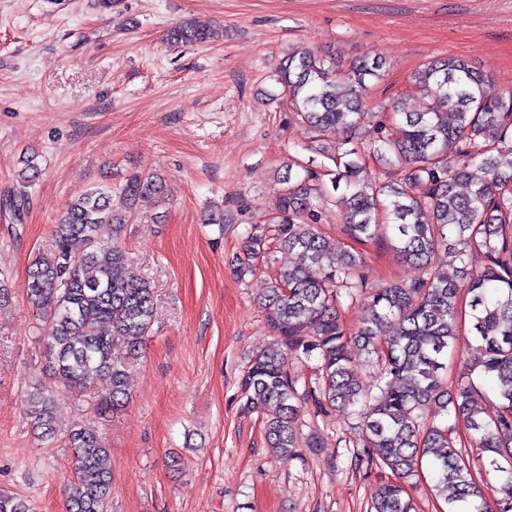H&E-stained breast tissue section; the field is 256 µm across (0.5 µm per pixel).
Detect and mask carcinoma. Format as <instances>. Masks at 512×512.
<instances>
[{
    "mask_svg": "<svg viewBox=\"0 0 512 512\" xmlns=\"http://www.w3.org/2000/svg\"><path fill=\"white\" fill-rule=\"evenodd\" d=\"M205 26L181 21L168 41L204 43ZM380 60L367 57L349 69L336 59L296 48L279 65L274 80L290 109L316 133L342 132L345 143L362 139L368 111L363 104L367 78L378 76ZM432 90L419 109L400 97L384 111L385 124L366 149L323 147L320 155L336 165L330 182L314 164L287 173L273 223L254 226L246 237L237 273L244 276L265 258L269 240L293 252L296 264L282 269L264 294L273 342L252 356L240 379L244 409L261 415L271 451L290 460L301 448L321 447L316 434L300 437L298 423L310 406L317 415L333 410L357 419L354 462L387 468L395 480L378 488L370 512H413L406 485L429 471L448 512H512V94L496 91L465 59L448 56L423 62L411 74ZM20 184L31 187L42 169L36 156H22ZM417 183L427 185L421 195ZM466 186V191L458 187ZM162 179L135 172L114 189L96 186L79 193L53 225L49 253L37 257L27 275L26 296L48 322L46 339L54 357L53 375L68 387L101 386L99 410L111 412L127 397L123 345L135 352L149 335L156 309L154 288L124 275L121 242L124 212L157 203ZM336 192L347 235L358 241L387 237L418 276L382 288L367 286L361 258L336 250L321 227L320 203ZM118 197L122 210L113 208ZM448 253V268L435 263ZM487 263L466 273L454 263L472 252ZM362 302L355 336L339 318L344 301ZM477 342V355L448 390V354L459 352L462 321ZM398 328L390 335L387 324ZM106 324L110 332L95 335ZM376 357L380 370L367 391L352 365L351 346ZM317 360L315 385L298 388L287 358ZM480 378L494 385L500 400L490 415L479 404ZM32 431L55 434V393L41 385L30 395ZM454 411L467 416L473 456L463 454L448 426L436 423ZM74 476L65 491V512H106L112 493L110 451L97 430L76 426L68 433ZM501 482V497L488 504L482 479ZM27 502L0 493V512H29Z\"/></svg>",
    "mask_w": 512,
    "mask_h": 512,
    "instance_id": "obj_1",
    "label": "carcinoma"
}]
</instances>
